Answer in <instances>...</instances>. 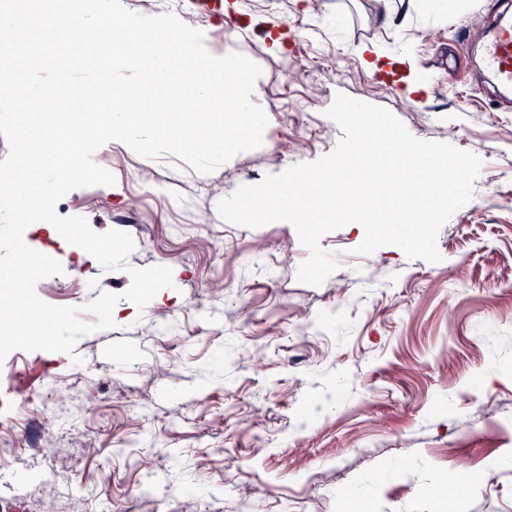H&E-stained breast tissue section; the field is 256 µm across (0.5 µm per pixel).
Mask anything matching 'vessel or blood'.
Segmentation results:
<instances>
[{"mask_svg": "<svg viewBox=\"0 0 512 512\" xmlns=\"http://www.w3.org/2000/svg\"><path fill=\"white\" fill-rule=\"evenodd\" d=\"M494 21L481 46L483 67L499 88L512 93V0H496Z\"/></svg>", "mask_w": 512, "mask_h": 512, "instance_id": "b4317fda", "label": "vessel or blood"}]
</instances>
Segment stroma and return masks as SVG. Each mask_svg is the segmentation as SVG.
I'll use <instances>...</instances> for the list:
<instances>
[{
    "label": "stroma",
    "mask_w": 512,
    "mask_h": 512,
    "mask_svg": "<svg viewBox=\"0 0 512 512\" xmlns=\"http://www.w3.org/2000/svg\"><path fill=\"white\" fill-rule=\"evenodd\" d=\"M220 2L190 26L211 54L259 65L257 87L277 89L279 109L261 147L212 173L112 141L93 159L115 184L65 196L94 232L132 236L129 267L170 268L175 299L137 309L126 270L28 231L64 269L40 282L54 305L109 292L118 314L78 341L81 365L20 350L0 364L15 378L0 385L12 403L0 425L24 432L0 512H80L89 500L121 512L138 486L147 512H240L259 492L268 512H439L436 489L454 512H512V111H498L475 59L492 0H248L232 33L233 0ZM377 53L387 72L370 70ZM339 93L481 158L472 199L439 232L440 262L394 245L357 253L364 230L350 223L321 239L337 268L312 286L297 279L308 251L292 224L220 215L240 186L333 152L342 131L326 111ZM49 380L67 429L40 438L21 404ZM42 465L66 496L27 481ZM454 473L478 479L460 498ZM349 487L368 503L341 501Z\"/></svg>",
    "instance_id": "1"
}]
</instances>
